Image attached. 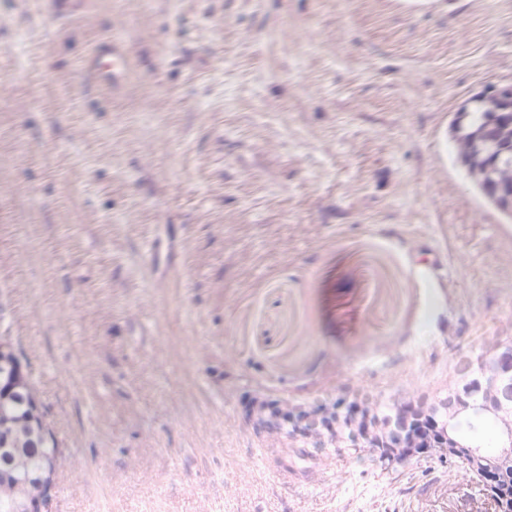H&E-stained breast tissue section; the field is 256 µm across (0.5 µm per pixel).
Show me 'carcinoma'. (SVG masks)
Listing matches in <instances>:
<instances>
[{
    "mask_svg": "<svg viewBox=\"0 0 512 512\" xmlns=\"http://www.w3.org/2000/svg\"><path fill=\"white\" fill-rule=\"evenodd\" d=\"M501 111V102L495 95L480 94L458 111L450 125L457 145V161L481 190L490 179L512 187V160L493 170L488 167V156L495 143L512 144V127L497 130L492 141L485 135V129ZM37 403L35 384L30 378L0 391V512H16L20 500L37 501L44 493L38 476L50 480L60 466L52 454L54 442L50 432L42 429L40 423L32 422L31 409ZM402 404V400H384L364 406L363 412L370 423L383 430ZM428 456L462 469L491 498L499 496L502 484L490 485L486 477L464 465L453 450L445 454L439 448H431Z\"/></svg>",
    "mask_w": 512,
    "mask_h": 512,
    "instance_id": "carcinoma-1",
    "label": "carcinoma"
}]
</instances>
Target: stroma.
<instances>
[{
	"label": "stroma",
	"instance_id": "stroma-1",
	"mask_svg": "<svg viewBox=\"0 0 512 512\" xmlns=\"http://www.w3.org/2000/svg\"><path fill=\"white\" fill-rule=\"evenodd\" d=\"M511 83L512 0H0V334L62 453L42 512H493L251 401L432 398L512 341V218L449 131ZM289 425L294 436L312 443L314 448L326 447L325 439L317 433L318 422L312 417L293 420Z\"/></svg>",
	"mask_w": 512,
	"mask_h": 512
}]
</instances>
